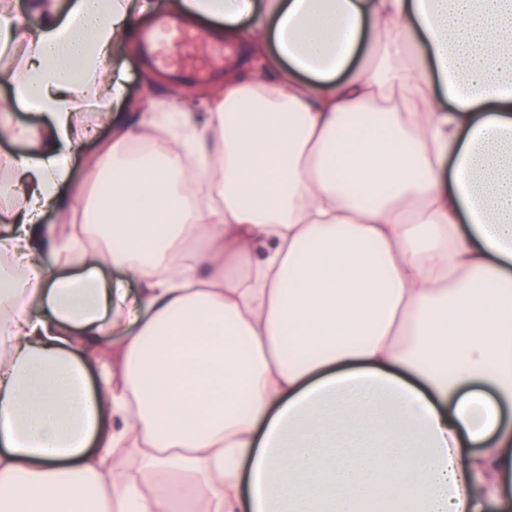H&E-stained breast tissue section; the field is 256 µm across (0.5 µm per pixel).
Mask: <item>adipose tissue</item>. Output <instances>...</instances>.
Masks as SVG:
<instances>
[{"mask_svg": "<svg viewBox=\"0 0 512 512\" xmlns=\"http://www.w3.org/2000/svg\"><path fill=\"white\" fill-rule=\"evenodd\" d=\"M31 6L0 11L47 118L0 162V512H169L156 473L198 512H512V0H167L255 69L148 166L153 0ZM105 106L92 252L40 215Z\"/></svg>", "mask_w": 512, "mask_h": 512, "instance_id": "ef3b65f1", "label": "adipose tissue"}]
</instances>
